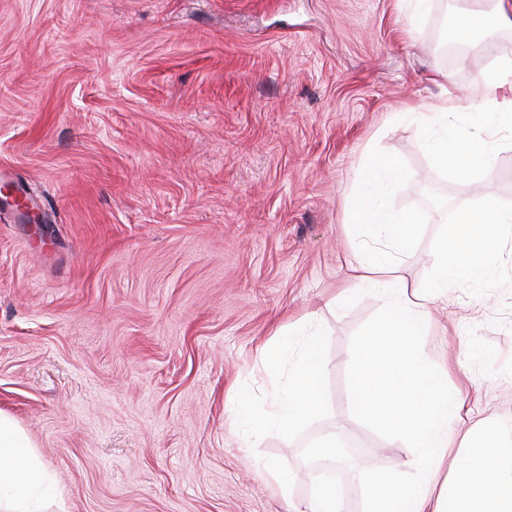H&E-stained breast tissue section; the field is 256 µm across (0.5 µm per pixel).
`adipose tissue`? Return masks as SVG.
Instances as JSON below:
<instances>
[{
  "label": "adipose tissue",
  "instance_id": "ef3b65f1",
  "mask_svg": "<svg viewBox=\"0 0 512 512\" xmlns=\"http://www.w3.org/2000/svg\"><path fill=\"white\" fill-rule=\"evenodd\" d=\"M509 21L512 0H494L489 10L463 12L457 34L462 42L473 44L483 32ZM480 85L481 100L494 107L499 126L512 129V56L501 55L496 70L483 75ZM427 122L446 127L443 135L429 142L439 165L465 178L492 168L494 156L482 137V126L455 127L452 109L445 104L429 113ZM505 236L512 237L511 207H504L491 197L476 208L459 206L453 229L441 241L437 254L439 287H447L452 280L481 281L492 276L497 262L492 247ZM322 340L317 331L301 338L287 391L273 392L260 412L242 415V427L257 432H287L322 409ZM31 446L26 432L10 417L0 414V512H45L52 485Z\"/></svg>",
  "mask_w": 512,
  "mask_h": 512
}]
</instances>
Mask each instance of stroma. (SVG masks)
I'll use <instances>...</instances> for the list:
<instances>
[{
	"label": "stroma",
	"instance_id": "35a3bbf8",
	"mask_svg": "<svg viewBox=\"0 0 512 512\" xmlns=\"http://www.w3.org/2000/svg\"><path fill=\"white\" fill-rule=\"evenodd\" d=\"M474 2L427 0L416 25L402 0H0V184L48 223L38 236L0 204V413L56 482L49 512H303L304 450L331 437L349 451L342 512H363L370 459L412 460L351 412L350 340L384 300L351 277L349 207L372 149L407 163L393 206L428 223L401 274L426 296L455 209L512 206V143L470 180L428 147L425 113L449 91L467 125L477 75L512 50L507 27L448 52ZM429 308L460 432L512 425V241ZM312 314L322 410L229 435L239 392L259 408L271 391L260 349ZM257 470L260 476L270 484H272L277 493L287 498L289 479L283 472H281L275 464L269 461H259L257 463Z\"/></svg>",
	"mask_w": 512,
	"mask_h": 512
}]
</instances>
